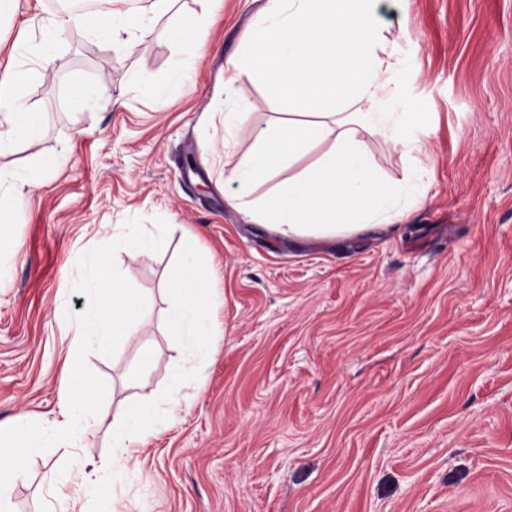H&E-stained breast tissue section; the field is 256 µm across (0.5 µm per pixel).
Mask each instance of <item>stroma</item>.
I'll return each mask as SVG.
<instances>
[{
	"label": "stroma",
	"instance_id": "obj_1",
	"mask_svg": "<svg viewBox=\"0 0 512 512\" xmlns=\"http://www.w3.org/2000/svg\"><path fill=\"white\" fill-rule=\"evenodd\" d=\"M113 0L137 18L114 43L63 34L22 90L41 113L0 167L59 166L26 186L0 239V423H41L64 401L77 352L72 292L80 254L141 219L169 225L161 251L118 270L146 298L138 332L90 370L107 385L105 420L83 447L32 455L11 512H46L51 491L112 454L111 414L153 391L180 419L105 473L114 512H512V0H402L385 34L404 60L396 83L421 114V153L365 147L383 179L426 165L427 194L400 197L399 229L352 244L273 235L228 206L224 179L271 107L263 77L226 70L265 0ZM64 0H18L0 17V61L32 46ZM204 16L189 64L170 37ZM107 85L112 104L82 102ZM245 92L251 119L225 136ZM193 241L216 275L206 355L170 336L168 287ZM150 354L146 388L129 384Z\"/></svg>",
	"mask_w": 512,
	"mask_h": 512
}]
</instances>
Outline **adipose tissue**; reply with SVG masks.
Here are the masks:
<instances>
[{
  "mask_svg": "<svg viewBox=\"0 0 512 512\" xmlns=\"http://www.w3.org/2000/svg\"><path fill=\"white\" fill-rule=\"evenodd\" d=\"M399 3L265 0L249 35V61L266 77L276 116L257 128L253 149L230 173L239 187L228 199L230 206L285 238H358L403 220L406 211L394 205L393 188L363 150L367 137L407 152L424 149L413 134V115L393 86L403 61L381 23L382 13L396 10ZM116 21V16L94 12L48 21L39 58L48 61L64 29L112 41ZM28 78V70L15 60L0 65V155L41 122L20 96ZM325 141L331 147L323 158L295 170L309 146ZM272 173L279 177L274 196L258 204L248 201L251 186ZM174 287L178 297L166 316L168 330L197 350L209 348L215 334L209 319L212 279L194 253H186ZM177 414L174 405L158 412L147 397L125 409L112 425V466L127 467L132 447Z\"/></svg>",
  "mask_w": 512,
  "mask_h": 512,
  "instance_id": "ef3b65f1",
  "label": "adipose tissue"
}]
</instances>
